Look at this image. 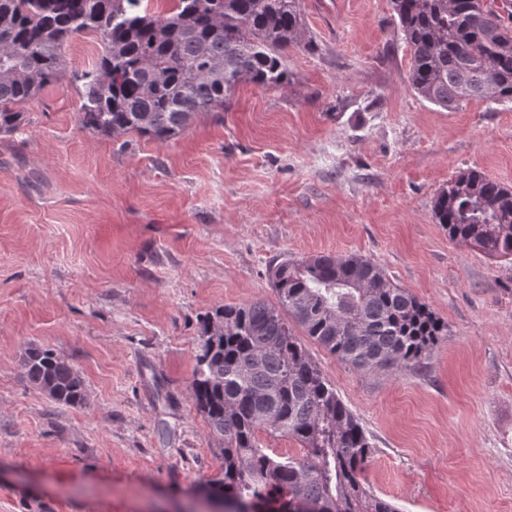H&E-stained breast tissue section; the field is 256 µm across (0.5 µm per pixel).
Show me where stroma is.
Returning <instances> with one entry per match:
<instances>
[{"instance_id":"stroma-1","label":"stroma","mask_w":512,"mask_h":512,"mask_svg":"<svg viewBox=\"0 0 512 512\" xmlns=\"http://www.w3.org/2000/svg\"><path fill=\"white\" fill-rule=\"evenodd\" d=\"M288 82L237 85L160 143L82 128L67 71L0 136V512H209L222 440L190 395L202 318L276 303L271 261L359 255L448 326L416 370L358 371L304 345L373 446L401 512H512V261L449 241L436 193L476 170L512 186V101L444 110L408 84L391 0H300ZM49 347L86 401L50 400ZM22 363L30 383L51 400L62 405H81L86 399L85 384L69 362L50 348L31 347Z\"/></svg>"}]
</instances>
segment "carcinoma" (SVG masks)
<instances>
[{
	"label": "carcinoma",
	"instance_id": "obj_1",
	"mask_svg": "<svg viewBox=\"0 0 512 512\" xmlns=\"http://www.w3.org/2000/svg\"><path fill=\"white\" fill-rule=\"evenodd\" d=\"M157 14L143 0H0V135L18 132L24 106L66 69L63 49L94 31L105 54L76 76L80 123L94 132H135L166 142L198 114L224 106L249 82H288L283 58L303 46L300 0H173ZM410 47V88L451 109L470 98L512 101V13L486 0H391ZM436 223L456 243L512 260V188L476 170L434 198ZM278 304L220 305L202 320L190 393L224 441V471L205 490L259 499L268 512L298 500L317 512H399L362 479L372 445L358 417L295 334L357 370H411L448 335V325L363 256L273 261ZM30 383L62 405H80L85 384L50 348L30 347ZM286 435L305 454L277 460L257 433Z\"/></svg>",
	"mask_w": 512,
	"mask_h": 512
}]
</instances>
